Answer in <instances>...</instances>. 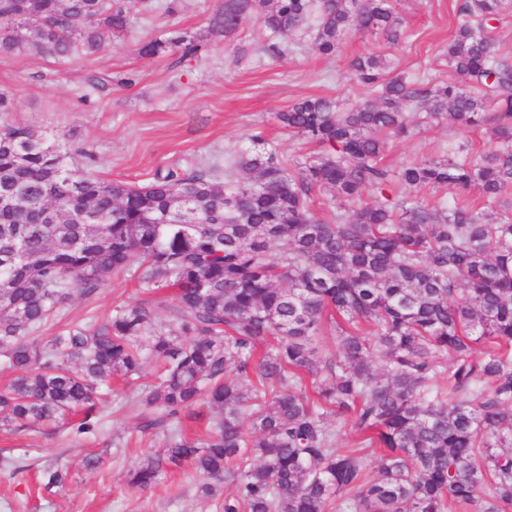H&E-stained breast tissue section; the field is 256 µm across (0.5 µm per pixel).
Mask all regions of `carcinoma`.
I'll return each mask as SVG.
<instances>
[{
	"label": "carcinoma",
	"instance_id": "obj_1",
	"mask_svg": "<svg viewBox=\"0 0 512 512\" xmlns=\"http://www.w3.org/2000/svg\"><path fill=\"white\" fill-rule=\"evenodd\" d=\"M137 2L0 0V54H96ZM509 9L464 0L446 83L396 73L382 52L356 57L366 97L277 114L328 148L292 164L255 134L223 166L189 161L131 185L71 169L31 126L0 125V364L17 372L0 420L25 430L81 410L76 433H93L112 379L129 384L152 362L155 381L130 400L146 411L141 432L168 443L128 471L133 489L188 464L233 486L216 512H512V54L491 25ZM248 17L274 36L311 34L324 56L353 30L390 49L403 35L395 0H224L209 27L231 37ZM199 47L174 31L139 53ZM443 121L484 128L489 150L382 164L389 139ZM392 183L409 194L382 195ZM440 187L475 188L484 206L417 196ZM323 189L336 201L327 220L312 207ZM122 273L171 298L40 335L71 290L91 297ZM195 406L206 433L191 440L181 414ZM347 419L358 440L340 448ZM65 479L43 470L47 489Z\"/></svg>",
	"mask_w": 512,
	"mask_h": 512
}]
</instances>
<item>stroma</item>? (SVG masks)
<instances>
[{"instance_id": "stroma-1", "label": "stroma", "mask_w": 512, "mask_h": 512, "mask_svg": "<svg viewBox=\"0 0 512 512\" xmlns=\"http://www.w3.org/2000/svg\"><path fill=\"white\" fill-rule=\"evenodd\" d=\"M167 0H150L152 9L120 37L93 55L59 61L19 51L0 56V92L13 102L7 120L58 137L73 150L71 165L92 167L101 179L145 183L156 171L186 161L223 162L263 133L288 161L319 153L318 145L282 128L277 113L307 97L349 103L365 95L349 70L358 55L387 49L379 34H349L332 57L318 55L310 35L280 36L283 55H271L269 31L246 19L229 38L210 35L208 18L224 0H178L175 14ZM404 39L390 50L396 69L409 77L448 80L443 51L457 23V0H400ZM184 31L196 37L201 55H139L150 38ZM467 144L486 150L481 130L460 132L448 124L431 125L410 138L390 140L384 163L396 169L408 162L440 158L449 146ZM134 276L114 275L87 298L72 292L47 333L73 323L103 320L120 306L143 299ZM143 412L113 397L99 433L76 436L53 425L17 431L0 426V512H214L202 493L203 481L190 465L166 474L151 489L129 488L126 472L142 457L163 448V433L140 432ZM101 457L99 469H85L86 454ZM67 469L65 482L44 489V467Z\"/></svg>"}]
</instances>
